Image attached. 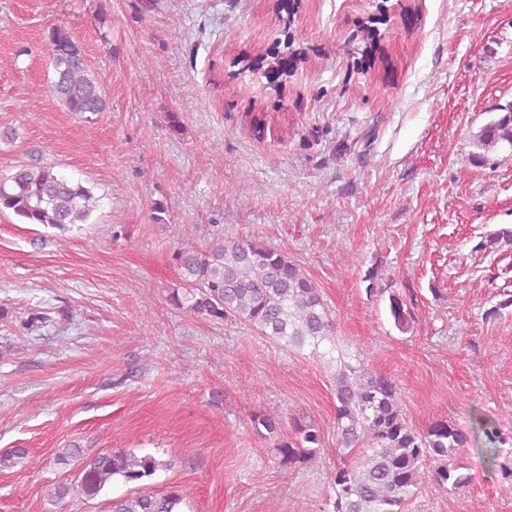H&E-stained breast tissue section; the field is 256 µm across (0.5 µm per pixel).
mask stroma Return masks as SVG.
<instances>
[{
    "instance_id": "obj_1",
    "label": "stroma",
    "mask_w": 512,
    "mask_h": 512,
    "mask_svg": "<svg viewBox=\"0 0 512 512\" xmlns=\"http://www.w3.org/2000/svg\"><path fill=\"white\" fill-rule=\"evenodd\" d=\"M56 24L81 44L105 114L50 93ZM287 34L278 77L267 55ZM511 104L512 0H0V174L38 151L100 198L65 234L0 213V457L28 452L0 465V512H108L138 491L116 480L88 502L50 501L48 485L78 482L80 460L58 459L73 442L168 460L147 488L185 489L183 512H321L335 362L169 301L174 247L204 244L217 224L304 267L340 349L367 351L398 382L409 423L465 431L481 407L512 469V306H499L512 246L477 248L512 224V163L469 160L473 134ZM390 288L414 293L406 330ZM144 300L150 312L133 317ZM34 311L48 322L18 329ZM255 410L312 423L317 456L281 464L249 425ZM458 461L471 484L422 488L407 512H512V478L468 447Z\"/></svg>"
}]
</instances>
